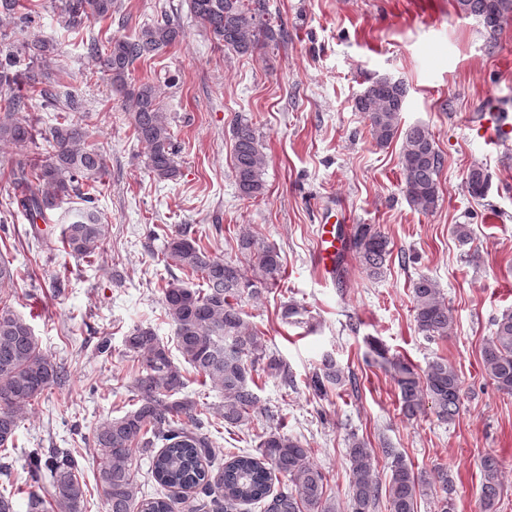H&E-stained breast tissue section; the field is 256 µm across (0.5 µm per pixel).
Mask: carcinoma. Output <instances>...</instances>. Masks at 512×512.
Returning a JSON list of instances; mask_svg holds the SVG:
<instances>
[{
    "instance_id": "cac0c4a2",
    "label": "carcinoma",
    "mask_w": 512,
    "mask_h": 512,
    "mask_svg": "<svg viewBox=\"0 0 512 512\" xmlns=\"http://www.w3.org/2000/svg\"><path fill=\"white\" fill-rule=\"evenodd\" d=\"M191 17L198 21L219 46L245 56L266 47L276 32L265 19L264 0H188ZM462 14L475 17L490 42L503 29L496 17H512V0H455ZM116 0H57L58 22L75 28L86 21L112 17ZM18 0H0V16L13 20V27L0 30V85L29 86L38 90L40 107L54 108L57 100L42 87L48 74L45 64L52 45L41 39H25L23 33L36 24V5L17 12ZM180 22L162 11L144 24L132 38L108 42L91 40L88 53L109 77L112 94L121 100L136 139L147 149V168L159 181L173 180L179 169V146L162 107L156 87L136 84L135 63L160 54L183 36ZM25 69H19L20 64ZM407 95L404 82L381 76L369 81L358 95L355 108L364 115L380 147L402 135V187L406 200L423 212L439 203L438 176L443 158L429 130L413 125L400 130V114ZM27 96H11L0 102V141L25 146L34 141L35 128L28 112ZM79 104L70 99L57 113L55 124L41 133L44 155L35 162H20L11 172L12 203L30 221L31 233L48 251L61 244L69 256L94 261L105 251L108 225L93 206L108 164L104 152L89 140ZM233 169L241 197L256 199L265 194L263 171L266 156L252 121L240 117L233 126ZM489 188V175L480 166L470 169L467 189L482 198ZM76 197L85 206L72 214L60 236L53 240L41 228L52 223L51 212ZM349 246L367 274L381 276L392 253L391 241L373 224L352 226ZM237 251L249 259L252 272L238 262L212 254L186 227L163 230L160 261L179 269L185 278L171 276L161 288L164 312L175 331L176 348L184 361L202 378L201 384L221 394L222 402L209 406L195 398L180 397L188 386L182 369L174 362L168 345L151 327H136L125 339V349L140 362L130 386L129 409L123 415L101 422L94 430L92 447L97 462V488L107 512H236L241 504L258 505L261 512H339L326 495L324 472L311 460L310 449L280 428L265 433L256 453L234 451L218 457L210 437L202 431L200 414L214 410L210 426L239 427L255 413L257 395L254 373L288 381V367L268 349L262 333L243 318L241 299L277 286L283 278L278 248L243 231ZM21 268L0 256V284L12 283ZM202 283L197 288L193 281ZM414 321L430 338H445L453 321L452 310L437 282L425 275L411 287ZM495 329L481 349L486 375L497 389L512 394V312L494 321ZM385 361L398 389L403 415L415 419L426 404L448 424L459 412L460 383L456 368L438 357L423 373L400 359ZM61 367L46 355L30 323L0 295V473L10 470L17 450V431L45 391L60 384ZM344 372L326 355L311 376L314 391L325 394L345 384ZM350 461V512H376L385 496L387 512H417V498L442 493V512H452L448 501V475L431 481L417 475L399 457L391 463L388 485L380 488L375 478L376 456L368 444L353 436L347 450ZM79 453L71 448H53L42 462V449L29 451V466L35 475L45 474L46 494L10 484L0 491V512H16V502H26L28 512H86L89 490L83 480ZM148 470L142 471L141 462ZM480 512H496L503 490L502 469L497 456L480 459ZM287 482L273 488V477ZM154 480L175 495L145 494L142 479Z\"/></svg>"
}]
</instances>
